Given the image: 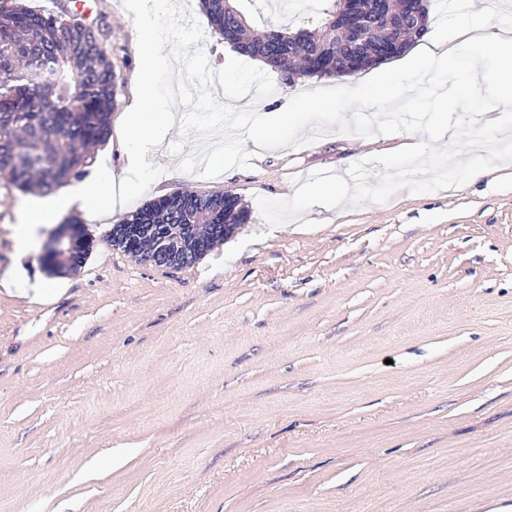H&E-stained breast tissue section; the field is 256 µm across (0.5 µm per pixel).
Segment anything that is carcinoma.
<instances>
[{"mask_svg":"<svg viewBox=\"0 0 512 512\" xmlns=\"http://www.w3.org/2000/svg\"><path fill=\"white\" fill-rule=\"evenodd\" d=\"M212 32L240 53L260 60L268 70L292 86L298 76H330L347 67L350 59L374 51L393 38L402 39L404 54L422 39L418 32H400L382 21L363 38L340 37L332 19L339 0H326L311 20V27L289 32L283 28L250 26L233 0H201ZM101 17L89 18L76 10H34L20 0H0V173L20 191L49 192L87 174L93 150L110 134V117L119 86L114 81V58L107 46ZM249 210L229 192L181 191L155 199L112 226L108 242L140 264L153 251L155 241L144 235L133 248L123 228L154 224L172 238L180 225L194 224L208 245L194 253L198 261L226 240L211 232L213 224L248 223ZM68 236L60 240L67 252L87 256L92 238L73 216L62 223ZM82 264L67 266L49 259L46 272L63 276L78 272Z\"/></svg>","mask_w":512,"mask_h":512,"instance_id":"1","label":"carcinoma"}]
</instances>
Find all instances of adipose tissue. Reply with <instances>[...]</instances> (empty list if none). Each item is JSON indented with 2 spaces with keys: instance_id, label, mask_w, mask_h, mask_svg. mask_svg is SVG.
Instances as JSON below:
<instances>
[{
  "instance_id": "obj_1",
  "label": "adipose tissue",
  "mask_w": 512,
  "mask_h": 512,
  "mask_svg": "<svg viewBox=\"0 0 512 512\" xmlns=\"http://www.w3.org/2000/svg\"><path fill=\"white\" fill-rule=\"evenodd\" d=\"M172 0H128L126 7L137 20L139 54L143 61L136 81L135 102L122 113L119 124L123 147L129 164L128 175L115 177L104 170L72 182L65 190L33 201L18 227L21 246H28L39 226L51 223L56 216L73 206H81L92 217L112 215L124 209L127 200L144 192L152 182L147 153L158 131L169 128L173 114L152 101V74L167 66L170 60L169 42L157 27L159 17L169 13ZM461 41L449 46L440 39L420 47L418 57L443 68L460 66L479 81L483 57L498 59L500 84L506 90L498 100L503 111H512V55L499 53L501 39L488 33L480 14H472L458 25Z\"/></svg>"
}]
</instances>
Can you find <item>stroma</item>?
I'll list each match as a JSON object with an SVG mask.
<instances>
[{
	"mask_svg": "<svg viewBox=\"0 0 512 512\" xmlns=\"http://www.w3.org/2000/svg\"><path fill=\"white\" fill-rule=\"evenodd\" d=\"M241 0L254 26L307 27ZM124 57L113 110L142 66L126 0H96ZM512 28L502 0H432L428 38L457 16ZM337 77H304L254 105L275 112ZM171 129L135 210L186 189L229 191L248 224L195 264L143 266L107 248L122 212L87 222L78 273L47 274L43 226L19 252L30 193L0 178V512H512V162L458 188L342 205L269 227L257 197L308 172L419 143L330 134L255 151L251 168L179 172Z\"/></svg>",
	"mask_w": 512,
	"mask_h": 512,
	"instance_id": "1",
	"label": "stroma"
}]
</instances>
